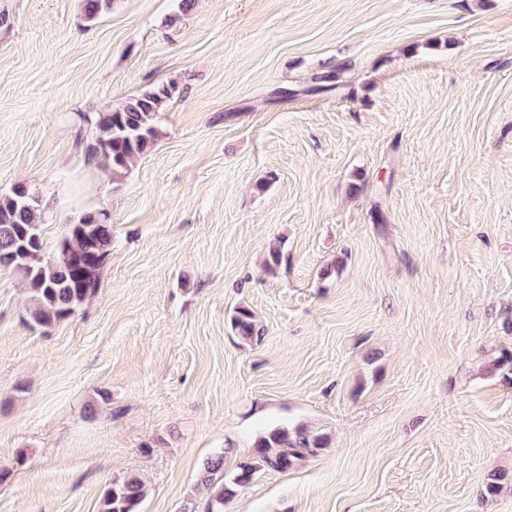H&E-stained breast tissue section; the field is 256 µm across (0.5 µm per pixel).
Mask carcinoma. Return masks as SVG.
Returning a JSON list of instances; mask_svg holds the SVG:
<instances>
[{
    "instance_id": "carcinoma-1",
    "label": "carcinoma",
    "mask_w": 512,
    "mask_h": 512,
    "mask_svg": "<svg viewBox=\"0 0 512 512\" xmlns=\"http://www.w3.org/2000/svg\"><path fill=\"white\" fill-rule=\"evenodd\" d=\"M116 0H80L88 20L112 10ZM177 92L172 83L153 84L120 107L84 118L94 129L84 154L105 162L119 180L137 158L147 153L158 136L157 120ZM43 208L39 196L25 183L0 195V267L17 271L30 293L28 314L41 328L68 319L100 286L102 271L112 254V223L102 210L85 211L66 225L53 252L38 260L29 250L45 248ZM232 333L246 343L261 340L253 312L238 307L230 317ZM323 437L304 427H276L255 442V455L228 472L225 452L207 458L199 480L211 490L205 512H224V500L249 484L264 468L285 471L323 447ZM147 496L142 479L129 475L110 483L101 494L99 512H140Z\"/></svg>"
}]
</instances>
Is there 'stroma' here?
Instances as JSON below:
<instances>
[{
	"label": "stroma",
	"instance_id": "35a3bbf8",
	"mask_svg": "<svg viewBox=\"0 0 512 512\" xmlns=\"http://www.w3.org/2000/svg\"><path fill=\"white\" fill-rule=\"evenodd\" d=\"M180 2L0 0V194L49 203L50 247L112 223L51 328L0 267V512L130 474L142 512H202V461L283 426L329 442L224 512H512V0ZM171 82L125 178L87 162L80 114ZM232 333L243 342L260 341L263 330L260 329L253 312L247 307H238L230 317Z\"/></svg>",
	"mask_w": 512,
	"mask_h": 512
}]
</instances>
